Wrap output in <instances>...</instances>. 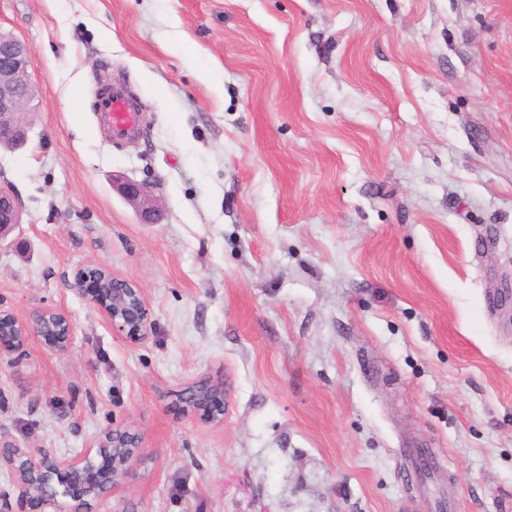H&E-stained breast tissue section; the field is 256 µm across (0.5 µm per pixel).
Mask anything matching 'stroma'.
I'll return each instance as SVG.
<instances>
[{
  "label": "stroma",
  "instance_id": "1",
  "mask_svg": "<svg viewBox=\"0 0 512 512\" xmlns=\"http://www.w3.org/2000/svg\"><path fill=\"white\" fill-rule=\"evenodd\" d=\"M0 30L35 89L0 307L74 326L0 357L1 440L139 433L94 512H427L414 446L457 512H512V0H0ZM103 77L136 138L95 128ZM89 264L140 285L149 340L73 291ZM215 373L204 424L177 393ZM120 192L128 202L135 206L141 223H157L159 216L158 208L155 203L153 190L150 186L144 183L126 180L121 182Z\"/></svg>",
  "mask_w": 512,
  "mask_h": 512
}]
</instances>
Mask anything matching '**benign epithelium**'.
Segmentation results:
<instances>
[{
    "instance_id": "7a95c632",
    "label": "benign epithelium",
    "mask_w": 512,
    "mask_h": 512,
    "mask_svg": "<svg viewBox=\"0 0 512 512\" xmlns=\"http://www.w3.org/2000/svg\"><path fill=\"white\" fill-rule=\"evenodd\" d=\"M32 49L9 33L0 32V146L19 149L26 145L30 123L27 114L33 97L29 66ZM123 197L135 206L140 222L155 224L158 208L150 186L126 180ZM22 223V209L11 185L0 181V249L18 247L6 241L11 228ZM73 285L108 321L112 329L133 343H142L152 332V321L136 281L118 278L103 266L76 270ZM33 336L57 353H66L74 339L68 315L54 307L36 310L27 321L0 309V355L13 354ZM186 411L210 424L224 422L228 406L224 378L205 377L190 384L181 397ZM138 436L116 427L106 431L82 455L60 461L40 448L8 445L0 461L13 471L20 501L31 512H90L91 502L133 476V462L144 455Z\"/></svg>"
}]
</instances>
